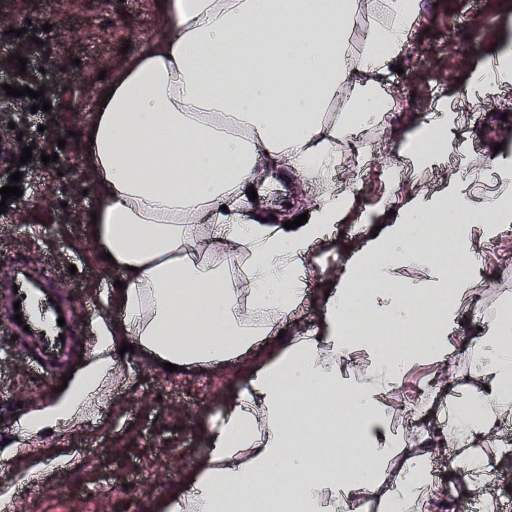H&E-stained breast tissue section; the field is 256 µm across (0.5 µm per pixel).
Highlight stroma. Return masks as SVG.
<instances>
[{
    "label": "stroma",
    "mask_w": 512,
    "mask_h": 512,
    "mask_svg": "<svg viewBox=\"0 0 512 512\" xmlns=\"http://www.w3.org/2000/svg\"><path fill=\"white\" fill-rule=\"evenodd\" d=\"M424 2L399 70L378 77L390 107L380 121L336 143L334 183L347 194L350 209L318 244L306 306L288 321L283 338L258 342L224 370L197 374L172 373L124 353L121 375L89 402L83 422L41 429L31 440L26 421L49 416L90 364L82 362L68 382L39 381L26 355L6 343L0 351V495L13 498L15 512H159L172 487L206 453L211 416L270 360L272 347L290 346L300 332L320 327V303L365 237L359 215L393 223L394 213L418 195L442 192L453 182L474 207L490 209L501 181L494 176L477 183L462 168H488L498 143L512 152V143L500 138L512 127V74L493 70L512 54V0ZM487 16L494 23L490 35L479 27ZM162 32L157 0H0V84L21 79L33 90L51 87L45 95L50 110L29 114L23 130L32 158L22 169V203L0 216V262L15 251L46 258L55 269V287L66 288L85 325L91 349L116 316L105 303L115 277L103 271L86 236L83 215L94 208L96 193L82 165L80 135L103 85L99 73L115 77ZM13 54L26 58L25 69L10 62ZM51 57L62 70H46ZM484 70L489 77L478 100L467 98L473 76ZM448 111L454 122L447 142L425 173L416 174L407 135L425 115ZM45 153L57 154V161L43 163ZM298 185L308 200L318 201V186L288 169L273 176L258 211H246L245 219L304 213L294 193ZM473 248L480 267L477 298L461 309L460 331L448 346L452 380L440 367L418 365L387 399L397 410L422 394L434 401L416 424L403 426L408 446L428 458V512H452L459 499L468 510L488 497L512 505V491L496 479L477 487L459 479L456 452L438 422L449 400H464L473 384V336L485 322L498 321L501 309H512V234L475 241Z\"/></svg>",
    "instance_id": "stroma-1"
}]
</instances>
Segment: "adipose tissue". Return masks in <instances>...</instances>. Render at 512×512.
I'll return each mask as SVG.
<instances>
[{
	"mask_svg": "<svg viewBox=\"0 0 512 512\" xmlns=\"http://www.w3.org/2000/svg\"><path fill=\"white\" fill-rule=\"evenodd\" d=\"M389 25L367 28L364 51L344 66V43L360 0H160L164 34L122 67L98 95L85 129L93 144L83 165L96 190L88 225L105 272L125 287L110 300L120 311L102 333L84 379L58 409L76 421L118 370L116 344L129 342L147 363L192 372L220 370L259 340L278 335L299 308L314 247L350 207L330 177L333 141L318 127L327 100L348 88L351 125L373 118L383 98L377 80L401 53L421 0H388ZM309 174L321 201L294 229L245 223L248 190L263 191L255 170ZM421 223L396 221L366 237L323 304L321 334L305 333L276 352L211 419L209 452L166 497L162 512H363L387 461L401 454L400 415L382 402L419 359L445 362L473 277L446 283L430 272L412 292L390 288L395 261L411 241L431 236ZM248 253L245 285H224L225 266ZM369 288L356 290L359 280ZM450 288L432 348H408L383 360L378 338L359 322L375 313L400 325L415 319L414 298ZM263 312L252 327L242 305ZM472 409L457 410L448 437L466 473L498 471L499 458L477 455L468 440L512 421V343L502 324L475 340ZM362 352L367 379L347 366ZM321 397L326 422L344 420L353 450L303 477L302 432L289 417L296 393ZM417 463L397 471L386 498L392 512H427Z\"/></svg>",
	"mask_w": 512,
	"mask_h": 512,
	"instance_id": "1",
	"label": "adipose tissue"
}]
</instances>
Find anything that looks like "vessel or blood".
<instances>
[{
    "label": "vessel or blood",
    "mask_w": 512,
    "mask_h": 512,
    "mask_svg": "<svg viewBox=\"0 0 512 512\" xmlns=\"http://www.w3.org/2000/svg\"><path fill=\"white\" fill-rule=\"evenodd\" d=\"M0 334L25 354L38 378L68 372L83 355L79 315L53 286L48 266L29 254L0 265Z\"/></svg>",
    "instance_id": "obj_1"
}]
</instances>
